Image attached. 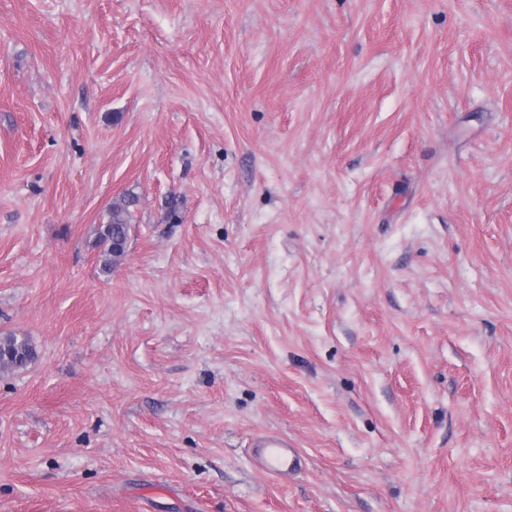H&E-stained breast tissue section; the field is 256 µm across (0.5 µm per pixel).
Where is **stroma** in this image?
I'll return each mask as SVG.
<instances>
[{
    "mask_svg": "<svg viewBox=\"0 0 512 512\" xmlns=\"http://www.w3.org/2000/svg\"><path fill=\"white\" fill-rule=\"evenodd\" d=\"M7 333L0 512H512V0H0ZM136 204V197L128 194L123 203L112 205L106 224L97 228L95 246L102 248L104 267L110 269L112 263L124 256L129 230L130 206ZM35 357V349L28 337L17 336L12 333L0 337L1 371L24 367L32 362ZM252 448L255 460L281 478L293 474L301 467L300 453L283 435L269 434L258 437L252 443Z\"/></svg>",
    "mask_w": 512,
    "mask_h": 512,
    "instance_id": "1",
    "label": "stroma"
}]
</instances>
